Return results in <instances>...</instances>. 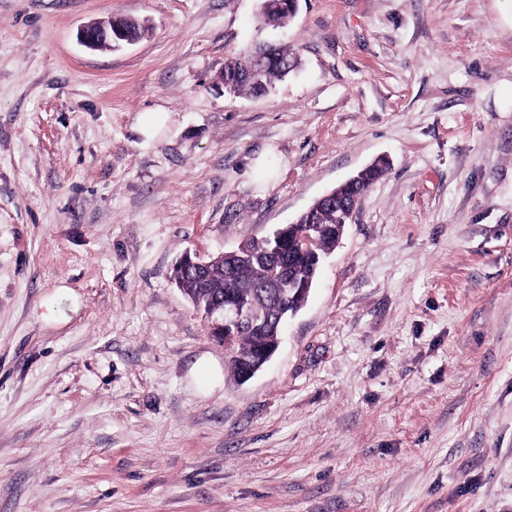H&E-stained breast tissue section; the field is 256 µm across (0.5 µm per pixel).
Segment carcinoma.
<instances>
[{
  "instance_id": "obj_1",
  "label": "carcinoma",
  "mask_w": 512,
  "mask_h": 512,
  "mask_svg": "<svg viewBox=\"0 0 512 512\" xmlns=\"http://www.w3.org/2000/svg\"><path fill=\"white\" fill-rule=\"evenodd\" d=\"M260 17L264 24L272 27H280L288 23L289 15L280 0H261ZM248 54L230 60L224 66L221 80L233 81L236 91L256 93L253 86L244 76V63ZM296 60L294 53L286 47L278 48L276 60L272 61L265 69V83L267 87L282 80L288 75L281 65L280 60ZM386 171V163L373 164L356 175V181L347 182L332 191V199L325 203L316 204L315 210L309 215H301L294 225V233L301 234L307 230V225H318L315 232L316 250L327 253L332 250L338 241L336 234V203L348 199L356 192L366 191L375 181L383 176ZM244 246L248 250V257L228 266L224 256H218L210 260L205 267L193 265L186 257L182 258L175 269L174 279L191 300L194 307L204 313L214 307L224 305V298L228 296L247 299L263 311L270 320L278 318L284 308L299 309L305 301V296L290 299L283 295L279 287L277 277L272 275V262L268 258V244L264 237H248L244 240ZM279 262L286 263L289 268L300 274H308L312 271L310 262L303 255L295 252L294 239L288 240V249ZM274 331H256L244 327L238 331L232 346L230 359L235 373H240L239 358L244 357L255 350L262 340L270 338Z\"/></svg>"
}]
</instances>
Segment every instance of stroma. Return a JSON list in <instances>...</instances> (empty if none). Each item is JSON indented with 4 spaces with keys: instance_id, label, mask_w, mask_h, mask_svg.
<instances>
[{
    "instance_id": "1",
    "label": "stroma",
    "mask_w": 512,
    "mask_h": 512,
    "mask_svg": "<svg viewBox=\"0 0 512 512\" xmlns=\"http://www.w3.org/2000/svg\"><path fill=\"white\" fill-rule=\"evenodd\" d=\"M115 18L149 31L80 45ZM266 39L299 67L225 92ZM379 157L235 378L175 262ZM0 512H512V0H0ZM260 17L265 25L280 27L291 19L284 7L286 3L278 0H261ZM78 39L82 45L93 50L100 49L102 45L116 50L134 43L127 38L125 31L117 24L101 28L92 24L84 26L78 33ZM288 317L282 321L280 327V333L278 336H274L273 340L264 346L257 355H255L251 360L247 362L243 366V372L241 379L248 380L250 379L258 370H260L275 354L277 349L279 348L281 342V330L284 324L287 322Z\"/></svg>"
}]
</instances>
